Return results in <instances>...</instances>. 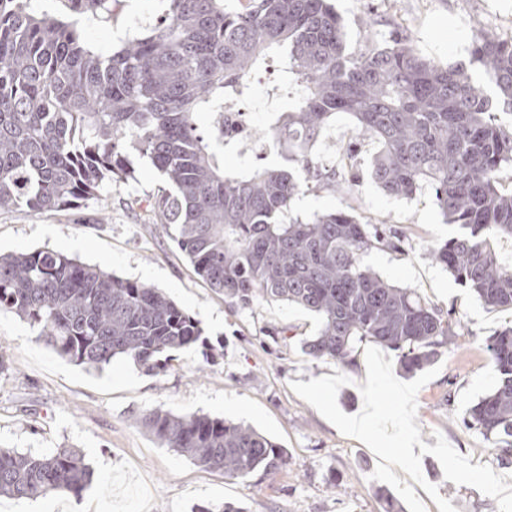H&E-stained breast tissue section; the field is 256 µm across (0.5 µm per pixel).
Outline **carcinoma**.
Wrapping results in <instances>:
<instances>
[{"label": "carcinoma", "instance_id": "1", "mask_svg": "<svg viewBox=\"0 0 512 512\" xmlns=\"http://www.w3.org/2000/svg\"><path fill=\"white\" fill-rule=\"evenodd\" d=\"M284 51L281 87L293 96L269 133L286 168L247 176L224 173L221 156L237 130L224 107L244 97L256 62ZM471 63L422 57L406 31L349 52L328 0H168L164 17L102 56L74 26L37 15L31 0H0V211L58 212L95 198L104 185L134 177L128 149L149 160L170 189L154 202L157 224L224 303L244 309L286 301L319 317L303 343L314 357L351 362L356 344L396 352L415 374L458 335L460 320L414 290L365 266L400 238L362 222L352 208L312 216L292 203L306 188L336 190V170L313 148L343 112L378 151L371 178L384 192L411 197L427 184L459 233L432 249L434 260L486 306L512 309V266L497 253L512 239V191L499 175L512 168V125L492 112L485 87L512 111V38H474ZM210 124L201 128L198 117ZM0 310L27 320L38 336L78 365L101 369L124 358L146 372L200 340V323L146 284L49 250L0 255ZM499 379L467 411L465 425L512 455V327L487 341ZM135 423L163 448L237 477L265 476L288 452L256 430L208 415L139 413ZM93 469L73 448L48 455L0 448V495L30 499L80 495Z\"/></svg>", "mask_w": 512, "mask_h": 512}]
</instances>
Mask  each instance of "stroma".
Returning <instances> with one entry per match:
<instances>
[{"instance_id":"stroma-1","label":"stroma","mask_w":512,"mask_h":512,"mask_svg":"<svg viewBox=\"0 0 512 512\" xmlns=\"http://www.w3.org/2000/svg\"><path fill=\"white\" fill-rule=\"evenodd\" d=\"M33 2L39 13L75 23L88 46L104 56L145 32L168 7V0H112L108 13L92 19L75 12L68 0ZM332 4L349 48L368 39L384 43L400 26L419 54L444 65L466 64L476 78L481 69L469 59L477 32L512 35V0ZM279 82L277 57L255 66L247 128L224 150L225 173L284 166L277 146L265 135L278 113L289 107L287 96L272 93ZM353 139L351 118L337 115L314 152L319 162L336 168L342 187L333 194H300L293 209L314 214L351 206L363 222L389 225L401 236L400 251H369L364 265L395 285L415 289L430 305L454 310L462 323L459 336L436 360L439 373L417 394L421 439L433 446L445 438L472 464L512 476V459H501L491 441L463 424L469 407L497 382L486 341L512 325V309L486 307L434 261L432 247L455 236L457 226L444 223L430 187L412 198L378 188L370 178L374 144L362 140L357 155L345 157L343 149ZM130 158L133 179L106 186L100 199L42 215L1 211L0 253L49 249L161 289L200 322L204 342L175 353L157 375L136 370L121 358L103 369H88L45 346L28 322L0 311V361L5 364L0 371V446L31 454L74 447L94 470L93 483L81 495H2L0 512H195L227 501L247 512H384L376 495L381 483L372 477L377 456L340 433L290 388L294 381L342 372L349 383L338 391V406L346 414L359 413V387L366 381L363 345H356L351 364L341 367L303 351V340L318 330L317 319L307 311L270 300L246 309L225 305L223 295L205 284L179 250L173 226L150 219L151 201L167 188L164 178L138 153ZM153 408L248 425L285 448L288 463L262 478L204 469L159 447L135 423V415ZM421 469L457 512H498L495 499L445 480L433 456H423Z\"/></svg>"}]
</instances>
